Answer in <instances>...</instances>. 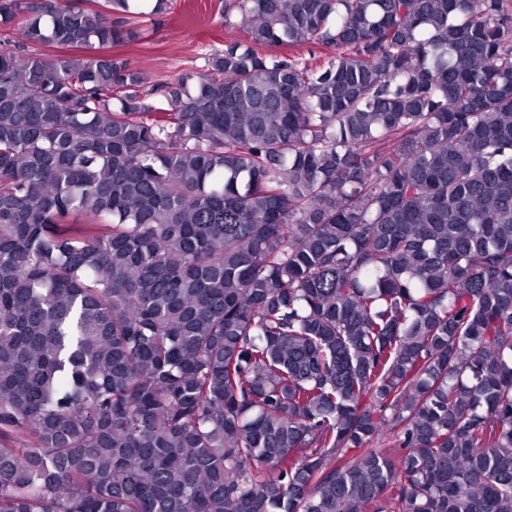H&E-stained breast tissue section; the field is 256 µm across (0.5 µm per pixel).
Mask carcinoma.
Here are the masks:
<instances>
[{"instance_id": "obj_1", "label": "carcinoma", "mask_w": 512, "mask_h": 512, "mask_svg": "<svg viewBox=\"0 0 512 512\" xmlns=\"http://www.w3.org/2000/svg\"><path fill=\"white\" fill-rule=\"evenodd\" d=\"M139 2L0 0V512H512L507 0ZM232 1L170 0L163 14L142 24L141 40L102 54L126 60L132 69L145 72L146 90L173 82L189 71L204 73L211 54L224 50L229 41L246 40L237 12L231 16L234 25H225V7Z\"/></svg>"}]
</instances>
